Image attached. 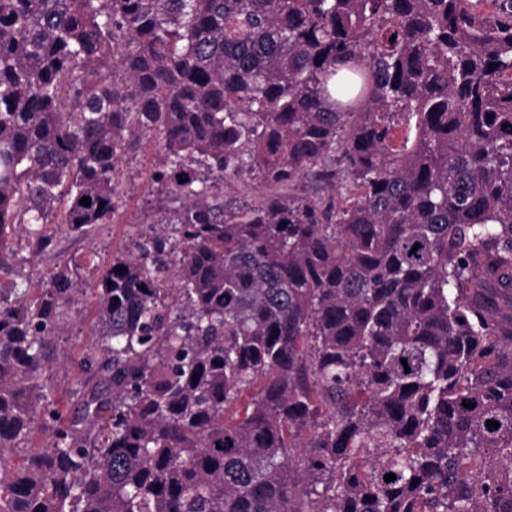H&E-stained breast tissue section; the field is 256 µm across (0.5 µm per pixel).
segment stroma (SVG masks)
<instances>
[{
	"label": "stroma",
	"instance_id": "stroma-1",
	"mask_svg": "<svg viewBox=\"0 0 512 512\" xmlns=\"http://www.w3.org/2000/svg\"><path fill=\"white\" fill-rule=\"evenodd\" d=\"M162 145L154 137H144L137 148L121 165L123 195L112 223L100 225L90 237L83 238L56 228L53 242L43 253L33 254L26 234H19L13 246L22 263L15 272L0 273V285L23 292L33 287L54 266L65 259L78 258L95 252L100 266H107L113 254L133 247L141 233L147 232L155 215L164 206V196L155 193L153 174L158 168ZM218 191L225 202L237 207L260 205L276 193L273 185L262 183L256 174L242 170L233 177L218 182ZM93 317L92 297H82L76 310L70 311L63 328L55 339L52 368L49 372V396L67 419H74L81 410L83 399L91 397L92 388L77 389L81 361L93 336L90 325Z\"/></svg>",
	"mask_w": 512,
	"mask_h": 512
}]
</instances>
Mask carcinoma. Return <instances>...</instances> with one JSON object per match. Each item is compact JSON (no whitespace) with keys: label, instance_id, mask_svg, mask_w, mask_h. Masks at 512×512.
Listing matches in <instances>:
<instances>
[{"label":"carcinoma","instance_id":"obj_1","mask_svg":"<svg viewBox=\"0 0 512 512\" xmlns=\"http://www.w3.org/2000/svg\"><path fill=\"white\" fill-rule=\"evenodd\" d=\"M151 134L80 422L44 374L95 255L0 289V512H512V0H0V272L109 223ZM336 151L340 209L206 185ZM162 145L154 137H144L137 148L126 157L120 169L123 174V195L118 213L112 223L101 224L90 237H77L68 233L63 226L53 232V243L43 253L34 255L28 247L27 235L19 232L12 244L18 258L25 260L16 272L0 273V284L4 288H16L18 293L28 291L54 266L65 259H79L89 251L95 252L101 268L95 274H87L86 280L94 288L100 272L111 261L119 249L134 248V242L141 233L147 232L155 214L161 206L167 205L164 195L152 191L157 187L153 174L158 169Z\"/></svg>","mask_w":512,"mask_h":512}]
</instances>
